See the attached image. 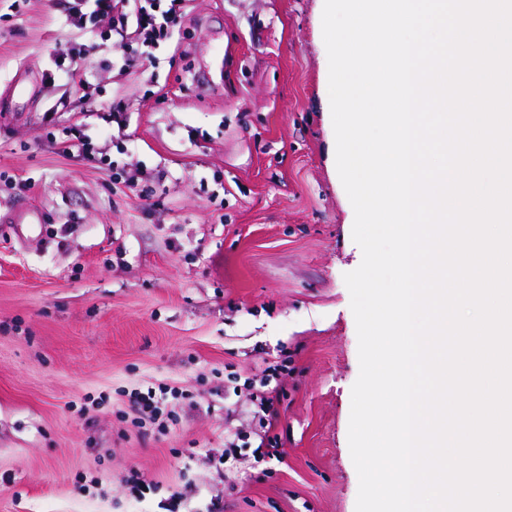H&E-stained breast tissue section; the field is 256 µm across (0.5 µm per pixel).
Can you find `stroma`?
<instances>
[{"label": "stroma", "mask_w": 512, "mask_h": 512, "mask_svg": "<svg viewBox=\"0 0 512 512\" xmlns=\"http://www.w3.org/2000/svg\"><path fill=\"white\" fill-rule=\"evenodd\" d=\"M73 5L0 0V512H163L174 489L181 512H355L362 251L320 0H187L152 64ZM79 47L76 89L54 60ZM78 126L90 157L60 147ZM151 387L173 393L166 427L131 409ZM279 399V392L276 388L268 389L262 392L261 396H257L256 400L259 401L260 411L263 413L260 424L265 428V438L261 439L260 444L255 449L260 457L277 458L279 455L277 437L266 436L271 430L274 429L276 424L277 413L274 410V403Z\"/></svg>", "instance_id": "obj_1"}]
</instances>
